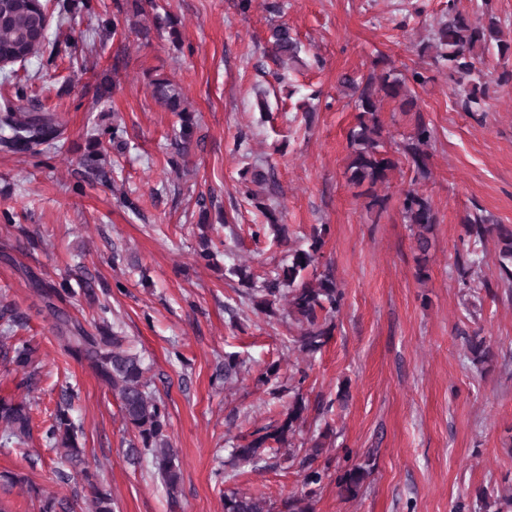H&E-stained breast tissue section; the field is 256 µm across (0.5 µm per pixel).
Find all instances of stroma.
<instances>
[{"instance_id": "1", "label": "stroma", "mask_w": 512, "mask_h": 512, "mask_svg": "<svg viewBox=\"0 0 512 512\" xmlns=\"http://www.w3.org/2000/svg\"><path fill=\"white\" fill-rule=\"evenodd\" d=\"M147 0L142 42L127 24L113 25L125 0H92L93 12L73 0H44L47 40L28 61L9 66L0 98L24 90L31 106L57 113L56 147L17 153L0 146V293L24 320L17 338L37 350L38 378L0 357V398L32 408L29 442L0 447V474L28 477L57 497L87 496L81 477L63 481L68 465L45 447L42 432L67 387L79 392L71 414L84 432L89 469L110 486L114 512H224L225 490L261 493L287 512L303 493L299 467L244 471L220 477L232 444L280 423L287 399L271 400L257 377L279 363L281 379L306 368L302 394L310 405L300 434L309 441L324 427L335 435L328 452L335 468L371 463L360 495L345 501L328 473L314 497L315 512H477L483 492L512 479V290L498 283L495 237L475 245L463 217L482 209L494 223L512 225V54L489 49L478 63L489 84L483 112L462 111L447 68L419 57L417 47L446 20L448 0ZM171 15L174 28H154ZM290 26L304 46L301 65L279 70L266 39L271 24ZM403 73L419 70L418 105L434 132L429 179L414 182L400 161L383 192L388 208L375 217L344 176L347 134L357 113L338 79L369 75L377 55ZM163 73L183 87L196 141L179 168L167 156L180 121L152 98L149 79ZM108 92L96 98L95 88ZM266 91L270 119L258 93ZM313 123H305V109ZM127 146L113 147V126ZM247 133V152L234 142ZM102 152L98 172L80 158ZM271 166L281 212L294 244L311 228L331 233L322 262L344 292L327 344L314 358L288 352L287 322L266 317L224 278V250L232 248L261 275L285 259L286 248L253 240L265 218L240 194L242 174ZM429 197L437 216L425 279L417 277L416 242L400 214L405 190ZM208 200L201 212L200 200ZM215 263L196 264L202 245ZM481 247L477 297L457 282V256ZM121 262H113V254ZM91 279L97 301L78 294L62 307L92 327L101 306L139 354L167 405L168 433L182 463L177 504L149 462L130 464L124 451L132 430L120 402L87 364L63 354L39 288L75 275ZM478 335L493 356L483 368L466 356L465 339ZM240 352L247 369L225 383L218 369L225 351ZM347 388L346 406L334 399ZM332 402L318 417V402Z\"/></svg>"}]
</instances>
